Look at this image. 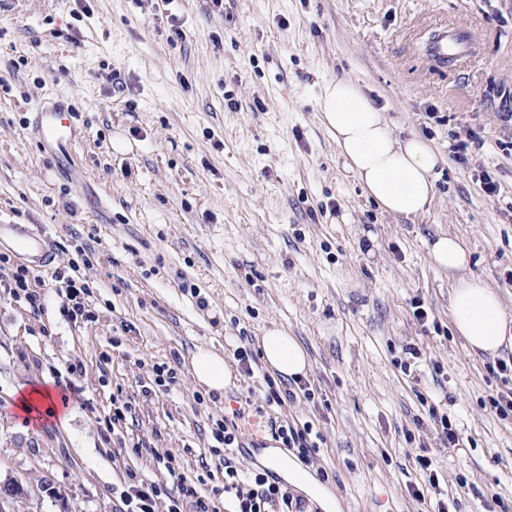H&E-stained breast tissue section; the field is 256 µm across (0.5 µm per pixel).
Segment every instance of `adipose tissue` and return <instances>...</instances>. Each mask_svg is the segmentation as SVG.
Here are the masks:
<instances>
[{
  "mask_svg": "<svg viewBox=\"0 0 512 512\" xmlns=\"http://www.w3.org/2000/svg\"><path fill=\"white\" fill-rule=\"evenodd\" d=\"M320 110L346 167L386 213L410 218L427 210L435 196L440 157L426 141L396 134L362 88L348 80L325 87ZM429 254L452 279L448 309L455 332L470 351L494 357L512 346V314L494 288L466 275L469 253L462 243L442 235L431 244ZM259 346L267 366L282 377L306 373L307 354L285 330H266ZM192 370L199 384L214 391L224 390L231 380L223 356L204 347L196 350Z\"/></svg>",
  "mask_w": 512,
  "mask_h": 512,
  "instance_id": "1",
  "label": "adipose tissue"
}]
</instances>
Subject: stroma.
Masks as SVG:
<instances>
[{"label": "stroma", "mask_w": 512, "mask_h": 512, "mask_svg": "<svg viewBox=\"0 0 512 512\" xmlns=\"http://www.w3.org/2000/svg\"><path fill=\"white\" fill-rule=\"evenodd\" d=\"M443 28L474 54L430 63ZM337 79L443 157L424 213H384L347 169L319 107ZM46 100L75 114L74 165L50 166L32 133ZM469 130L483 145L460 163L454 137ZM0 222L45 231L56 251L30 273L39 311L0 288V483L23 487L15 512H126L132 473L166 483L155 512H168L179 491L160 456L223 507L211 428L262 404L269 367L244 375L233 352L273 327L309 358L311 398L272 414L319 436L310 464L284 452L310 512H512V419L490 403L512 393L497 369L512 350L470 354L428 254L458 238L512 313V0H0ZM80 247L95 318L74 326L58 278ZM200 347L232 366L224 391L194 378ZM162 364L175 381L159 391ZM33 387L68 396L66 410L26 424ZM117 395L140 453L112 434ZM432 405L459 447L438 438ZM419 454L440 482L421 502Z\"/></svg>", "instance_id": "obj_1"}]
</instances>
